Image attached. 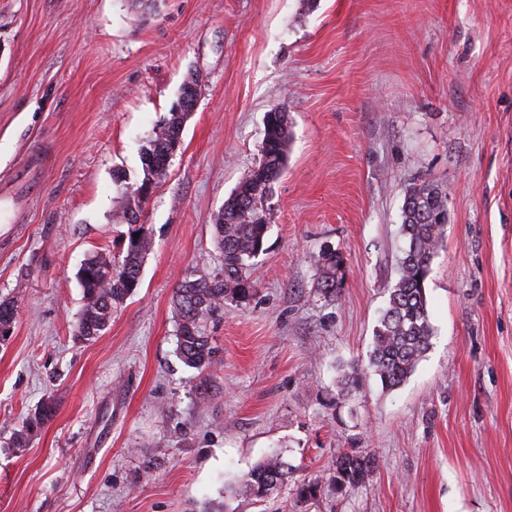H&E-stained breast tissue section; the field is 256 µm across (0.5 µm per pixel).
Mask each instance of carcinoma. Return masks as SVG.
Instances as JSON below:
<instances>
[{"mask_svg":"<svg viewBox=\"0 0 512 512\" xmlns=\"http://www.w3.org/2000/svg\"><path fill=\"white\" fill-rule=\"evenodd\" d=\"M190 111L170 109L162 131L155 134L142 153L145 178L129 192L133 204L122 211L126 224L138 225L140 204L145 198L137 195L141 188L166 175L171 156L180 142L182 128ZM288 114L272 108L267 112L261 156L250 175L241 181L215 219V233L222 248L224 273L211 276L196 271L174 290L173 305L177 316V354L188 366L207 368L214 357L209 337L202 332L203 323L224 308V301L247 299L253 292L248 276L252 260L264 252L269 229L266 202L273 181L283 173L288 154ZM448 223V195L431 180H420L405 186L401 214L402 246L397 260L395 283L388 289L387 305L374 330L373 347L368 369L385 389L402 386L432 345L434 328L430 322L425 281L433 258L441 247ZM134 232L119 265L114 266L101 256L87 259L77 272L83 290V308L78 319V337L92 340L108 326L112 313L141 284L144 259L153 250V239L144 226ZM345 262L342 253L325 250L316 270L315 294L326 302L339 300L344 281ZM362 380L361 370L340 380L339 396L347 397ZM51 414L42 408L26 419L13 439L22 448L29 442ZM374 462L356 448L336 456L329 481L336 490L364 487ZM292 465L283 455L272 453L252 466L239 484L241 495L256 503L288 491L297 503L317 497L321 485L314 481H291Z\"/></svg>","mask_w":512,"mask_h":512,"instance_id":"1","label":"carcinoma"}]
</instances>
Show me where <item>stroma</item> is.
Listing matches in <instances>:
<instances>
[{"label": "stroma", "instance_id": "obj_1", "mask_svg": "<svg viewBox=\"0 0 512 512\" xmlns=\"http://www.w3.org/2000/svg\"><path fill=\"white\" fill-rule=\"evenodd\" d=\"M197 108L139 221L142 285L74 338L85 259L121 261L116 177L181 86ZM288 114L254 291L203 327L210 368L176 353L173 292L224 260L214 219ZM448 194L426 281L432 347L400 388L368 365L396 278L403 188ZM0 512H512V0H0ZM342 252L338 302L314 295ZM207 399H199L201 386ZM52 413L26 447L28 415ZM366 486L326 483L339 451ZM279 451L315 500L232 489ZM50 414L51 408L45 404L38 412L27 418L23 428L15 434L13 445L17 448H23L29 442L32 434L40 429ZM374 462L356 448L341 451L329 474V481L336 490L366 486L368 477L373 471Z\"/></svg>", "mask_w": 512, "mask_h": 512}]
</instances>
